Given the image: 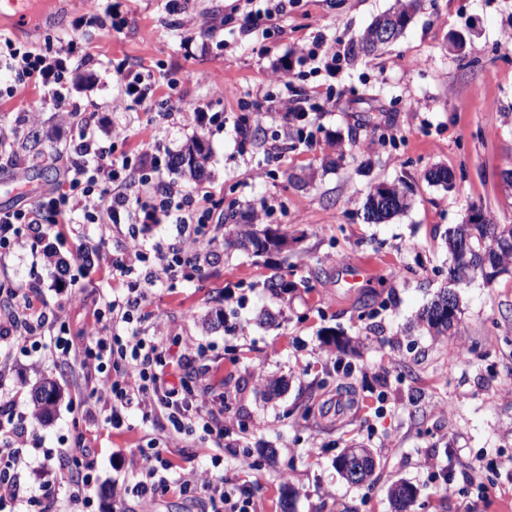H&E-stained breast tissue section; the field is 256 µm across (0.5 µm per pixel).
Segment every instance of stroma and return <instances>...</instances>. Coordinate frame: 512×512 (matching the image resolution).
Segmentation results:
<instances>
[{
	"label": "stroma",
	"instance_id": "obj_1",
	"mask_svg": "<svg viewBox=\"0 0 512 512\" xmlns=\"http://www.w3.org/2000/svg\"><path fill=\"white\" fill-rule=\"evenodd\" d=\"M396 0H293L267 37L240 25L264 0H186L196 18L185 44L163 0H41L39 21L0 24V35L32 49L70 33L81 17L116 11L129 19L122 34L101 38L90 24L93 62L68 76L71 100L94 111L98 126L127 129L117 151L160 147L178 153L202 139L208 154L202 185L215 200L235 203L239 223L259 213L258 227L277 230L286 248L256 257L224 244L223 225H189L185 234L214 236L215 256L199 276L154 288L138 322L141 336L164 322L171 354L202 345L194 365L206 400L227 399L224 479L251 486L262 512H393L388 493L406 482L416 490L408 512H512V268L488 284L457 287L459 322L448 335L416 327L419 312L447 282L444 235L465 222L471 205L512 222V193L500 169L512 166V0H423L414 20L383 54L335 64L311 58L314 35L340 49ZM126 62L174 81L173 106L208 107L222 124L203 128L156 109L113 110L119 91L110 68ZM288 67L293 85L310 91L301 118L270 113L266 132L242 140L238 118L267 99H288L273 78ZM292 85V86H293ZM236 87L237 97L218 92ZM35 111L43 135L39 156H0V209L29 208L55 190L74 130L61 127L34 85L0 101V125ZM288 129V149L273 157L274 136ZM456 174L452 189L429 183L426 170ZM396 183L410 207L384 224L363 221L370 188ZM115 224H59L23 238L0 260V282L27 293L34 311L64 309L62 330L75 347L94 332L106 299L123 295L108 265L126 238ZM87 248L89 270L60 273L55 258ZM287 281L273 292L270 277ZM348 340L340 353L336 339ZM462 347L459 362L448 354ZM11 370L0 380V403L29 412L30 393L55 378L61 398L49 421L28 429L31 463L21 474L31 490L60 477V449L86 444L93 467L92 512H134L112 496L113 484L137 476L123 462L131 449L167 435L165 419L142 422L128 412L110 428L102 408L77 405L95 381L81 367L15 339L0 345ZM284 382L279 395L269 383ZM346 448L376 457L371 481L356 485L336 471ZM215 447L183 436L166 456L172 476L211 466Z\"/></svg>",
	"mask_w": 512,
	"mask_h": 512
}]
</instances>
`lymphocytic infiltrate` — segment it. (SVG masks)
I'll list each match as a JSON object with an SVG mask.
<instances>
[{"label": "lymphocytic infiltrate", "instance_id": "lymphocytic-infiltrate-1", "mask_svg": "<svg viewBox=\"0 0 512 512\" xmlns=\"http://www.w3.org/2000/svg\"><path fill=\"white\" fill-rule=\"evenodd\" d=\"M74 38L61 45L45 44L39 50L17 45L0 37V68L14 73L17 81H36L44 89L61 121L73 120L77 110L65 93L70 69L86 65L88 44L79 41L81 24H74ZM118 86L117 107L127 109L161 102L154 81L146 79L136 68L121 64L110 72ZM163 161L154 150L144 149L137 155L116 152L112 144L101 145L90 118H83L78 135L69 145L68 164L55 193L41 199L27 210H0V258L10 254L23 232L39 233L45 224H124L129 228L122 251L114 255L110 273L126 279L134 263L145 264L146 270L136 281H127L124 299L106 301L109 322L101 324L91 345L79 350L52 347L63 354H74L83 367H93L104 377L91 388L87 401L108 407L107 424H122L125 414L133 409L143 420L161 414L175 432L186 423L199 420L203 436L215 447L224 445V408H203L193 392V376L184 365L170 360L169 350L138 335H121L120 325L132 323L142 310L150 288L173 285L200 271L210 258L206 244L187 245L177 240L167 247L162 262L148 263L149 248L137 228L148 224H172L183 229L188 224H206L212 218L207 191H184L169 183L153 182ZM29 417L12 404L0 405V512L20 501L19 470L26 459L22 448ZM88 453L83 448H67L59 456L60 467L66 468L70 492L61 495L58 487L46 483L30 504L38 512H72L74 507L89 508L92 478ZM129 463L140 473L130 492L142 506H150L170 487L195 503L198 512H258L252 491L225 485L223 476L171 478V464L159 448H134Z\"/></svg>", "mask_w": 512, "mask_h": 512}]
</instances>
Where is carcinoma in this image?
<instances>
[{"label":"carcinoma","instance_id":"carcinoma-1","mask_svg":"<svg viewBox=\"0 0 512 512\" xmlns=\"http://www.w3.org/2000/svg\"><path fill=\"white\" fill-rule=\"evenodd\" d=\"M381 21L376 18L353 42L354 50L365 55H375L387 47L372 39L374 27ZM208 156L201 141L195 140L185 150L176 155L172 167L187 177L199 178L204 174ZM409 206L408 198L399 185H388L386 193L375 186L368 194L363 206V219L367 223H383L404 213ZM224 223L235 227V238L227 241L229 246L253 248V254L259 256L271 250H280L286 238L269 228L258 231L252 224H239L236 212L224 214ZM446 246L451 253L457 252V246L466 244L468 257L473 271L481 272L492 283L512 262V224H499L486 218L483 224H458L448 229L445 235ZM448 288H443L437 298L420 315L419 321L435 336L448 335V320L440 315L441 304L447 302ZM60 398L57 382L49 377L43 378L31 390L32 413L40 419H48L53 414ZM390 496L397 512H404L413 501V490L405 485H396Z\"/></svg>","mask_w":512,"mask_h":512}]
</instances>
